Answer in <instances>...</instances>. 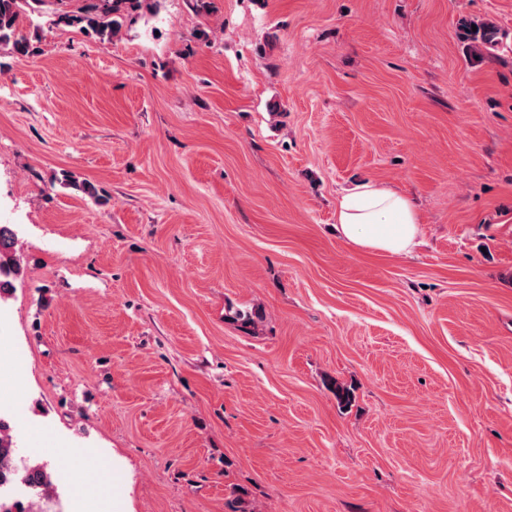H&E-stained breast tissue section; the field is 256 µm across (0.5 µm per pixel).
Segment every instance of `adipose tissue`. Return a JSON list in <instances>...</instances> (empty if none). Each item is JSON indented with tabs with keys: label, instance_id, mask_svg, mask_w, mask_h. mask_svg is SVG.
Wrapping results in <instances>:
<instances>
[{
	"label": "adipose tissue",
	"instance_id": "adipose-tissue-1",
	"mask_svg": "<svg viewBox=\"0 0 512 512\" xmlns=\"http://www.w3.org/2000/svg\"><path fill=\"white\" fill-rule=\"evenodd\" d=\"M336 221L339 236L360 250L407 255L420 243L419 218L408 195L372 180L343 191Z\"/></svg>",
	"mask_w": 512,
	"mask_h": 512
}]
</instances>
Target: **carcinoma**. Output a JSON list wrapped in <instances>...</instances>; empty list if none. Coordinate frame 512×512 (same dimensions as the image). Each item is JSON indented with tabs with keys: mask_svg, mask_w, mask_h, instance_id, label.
<instances>
[{
	"mask_svg": "<svg viewBox=\"0 0 512 512\" xmlns=\"http://www.w3.org/2000/svg\"><path fill=\"white\" fill-rule=\"evenodd\" d=\"M144 0H83L75 14L64 16V21L79 25L93 33L101 41L118 37L125 25L133 22L142 9ZM45 0H0V44H12L15 53L27 56L34 49L23 33V20L27 13L38 11ZM471 32L474 48L493 45L500 33L490 20L475 23ZM62 184L72 187L94 200H99L95 187L71 175H64ZM21 256L15 250V241L9 230L0 226V277L14 278L21 270ZM18 443L10 426L0 418V491L5 478H18L29 485V494L18 498L0 496V512H34V504L47 503L56 495V484L51 470L40 463L27 462L21 471H16Z\"/></svg>",
	"mask_w": 512,
	"mask_h": 512,
	"instance_id": "carcinoma-1",
	"label": "carcinoma"
}]
</instances>
